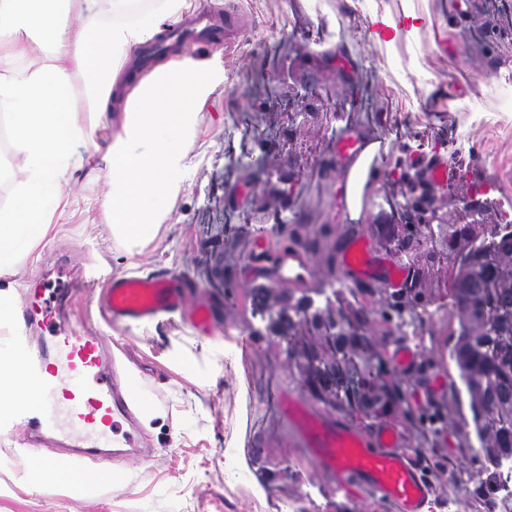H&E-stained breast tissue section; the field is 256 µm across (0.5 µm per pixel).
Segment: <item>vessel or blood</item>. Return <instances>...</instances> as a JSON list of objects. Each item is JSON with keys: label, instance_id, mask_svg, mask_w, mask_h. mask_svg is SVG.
Segmentation results:
<instances>
[{"label": "vessel or blood", "instance_id": "b4317fda", "mask_svg": "<svg viewBox=\"0 0 512 512\" xmlns=\"http://www.w3.org/2000/svg\"><path fill=\"white\" fill-rule=\"evenodd\" d=\"M241 31L240 17L193 16L182 28L157 38V48L176 42L204 44L223 38L234 47ZM297 251L271 258L263 243L247 257L254 268L286 280L292 262L302 261ZM345 277L352 281L376 279L398 287L403 268L371 259L360 238H350L336 256ZM100 308L108 322L139 325L164 315H179L195 327L210 323L206 306L190 307L182 280L168 275L106 278ZM50 346L33 349L18 328L12 351L0 355V368L16 369L27 393L10 402L9 422L23 429L28 444L67 452L73 463L99 458H123L139 465L147 450L139 440V422L145 407L135 378H121L114 337L73 327H55L51 316L41 320ZM276 404L284 409L317 471L336 478L341 490L355 487L396 506L398 512H427L434 498L422 469L400 446L397 429L389 424L368 431L357 429L338 415L311 409L293 391L278 389Z\"/></svg>", "mask_w": 512, "mask_h": 512}]
</instances>
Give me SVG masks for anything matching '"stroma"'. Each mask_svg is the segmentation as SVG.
<instances>
[{"instance_id":"obj_1","label":"stroma","mask_w":512,"mask_h":512,"mask_svg":"<svg viewBox=\"0 0 512 512\" xmlns=\"http://www.w3.org/2000/svg\"><path fill=\"white\" fill-rule=\"evenodd\" d=\"M443 23L451 37L438 46L421 44L426 67L440 82L478 79L490 93L480 116L459 112H410L404 99L384 84L390 74L384 55L369 48L360 72L343 58L315 53L303 59L301 37L321 43L325 32L313 22L305 0H234L250 24L232 52H225V80L199 118L187 190L171 206L155 241L136 253L113 242L101 207L111 192L112 173L104 157L112 138L98 128L75 151L81 168L66 176L71 205L53 219L54 229L14 273L5 277L12 298L21 301L63 261L94 264L102 275H172L189 286V300L213 313L209 333L189 321L165 317L127 329L109 325L98 307L99 288L75 292L69 319L88 330L111 332L153 401L142 423L153 456L130 468L113 461L111 479L99 480V466L80 472L63 486L40 465L41 449L24 450L21 432L0 434V512H392L364 493L344 494L334 479L319 475L286 415L271 400L276 386L297 388L284 344L264 335L239 351L235 362L218 367L202 353L223 344L226 334L247 335L260 319L248 290L246 267L256 237L270 254L295 240H315L305 250L302 289L343 280L338 249L362 238L372 252L407 263L398 241L415 240L399 207L387 201L391 184L415 179L418 150L455 171L452 183L434 188L433 205L458 210L464 224H497L512 203V109L495 90L512 83V9L501 0H442ZM315 93L314 110L298 112L290 100ZM356 133L384 138L387 163L356 220L345 214L338 175L344 166L335 139ZM263 189H256V182ZM293 186L286 194L285 186ZM453 225H442L418 251V298H405L406 315L438 311L437 320L416 325L434 345L420 350V369L404 392L409 419L396 421L401 446L430 461L435 492L433 512H495L484 473L474 457L478 442L465 395L456 391L458 369L448 356L457 328L450 313L452 265L448 242ZM224 274L215 276L216 259ZM446 380L435 401L418 391L436 372ZM453 414L452 424H431L436 414ZM242 453L245 478L224 480V458ZM262 486L266 497L254 495Z\"/></svg>"}]
</instances>
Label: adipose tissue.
Instances as JSON below:
<instances>
[{
	"label": "adipose tissue",
	"instance_id": "ef3b65f1",
	"mask_svg": "<svg viewBox=\"0 0 512 512\" xmlns=\"http://www.w3.org/2000/svg\"><path fill=\"white\" fill-rule=\"evenodd\" d=\"M185 8L186 0H158L136 17L132 0L105 8L99 0H0V117L10 121L23 159L15 208L0 213V271L24 262L50 235L54 212L68 204L66 176L83 164L74 144L108 122L112 191L103 207L112 238L131 251L157 238L167 204L188 186L197 118L224 78V61L183 55L127 76L122 70L144 42L182 22ZM435 8L434 0H336L313 20L331 34L325 51L353 64L367 44L389 59L407 52L392 87L408 104L474 106L484 82L440 84L416 52L423 39L447 37L433 26ZM345 14L360 16V25L340 30ZM81 100L85 124L74 117Z\"/></svg>",
	"mask_w": 512,
	"mask_h": 512
}]
</instances>
